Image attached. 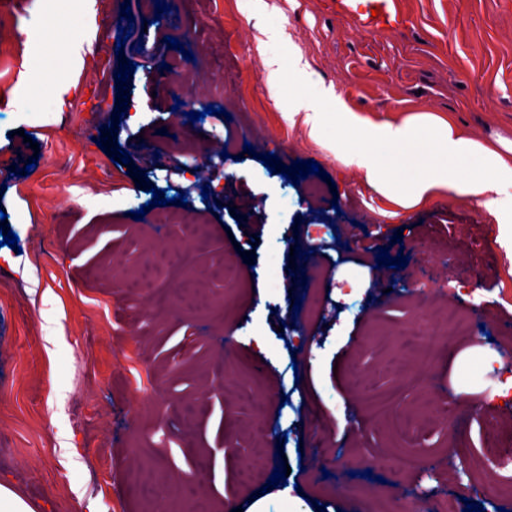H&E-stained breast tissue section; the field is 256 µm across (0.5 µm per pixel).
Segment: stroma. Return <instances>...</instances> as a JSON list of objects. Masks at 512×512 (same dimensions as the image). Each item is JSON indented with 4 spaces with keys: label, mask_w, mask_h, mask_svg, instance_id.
<instances>
[{
    "label": "stroma",
    "mask_w": 512,
    "mask_h": 512,
    "mask_svg": "<svg viewBox=\"0 0 512 512\" xmlns=\"http://www.w3.org/2000/svg\"><path fill=\"white\" fill-rule=\"evenodd\" d=\"M116 2L97 0L95 56L77 44L70 0H0V209L20 244L0 247V485L33 512H244L260 496L267 512H288L269 483L279 453L299 512H401L414 490L463 512L461 478L495 486L504 475L489 425L512 444V399L491 395L512 332V255L494 246L496 228L471 200L391 204L340 160L333 138L310 137L308 117L324 111L330 88L374 120L433 112L473 138L512 140V0H397L406 22L383 31L336 0H264L260 23L247 0H175L190 45L210 51L195 97L245 103L194 123L160 82L185 58L140 7L132 29L143 47L119 45L106 20ZM28 67L31 82L21 78ZM64 76L77 85L64 107L39 99V86ZM176 122L180 145L168 139ZM311 159L319 174L299 179ZM188 183L206 234L196 255L203 293L230 305L218 329L175 306L173 264L157 266L154 287L122 282L129 264L184 244L183 225L147 231L152 189ZM334 215L323 235L353 259L311 261L315 287L291 316L290 250L310 249L308 225ZM381 247L409 259L390 270L387 293L374 292L370 269ZM219 255L243 293L215 272ZM474 269L491 289L480 297L486 326L472 335L400 302L405 280L421 278L429 297ZM383 345L404 358L435 354L434 389L399 400L427 416L406 449L386 426H369L357 386L362 377L376 393L403 387L382 367ZM259 360L267 373L245 378ZM449 396L472 447L462 460L446 449L439 408ZM408 453L417 466L406 471ZM258 456L263 468L243 481Z\"/></svg>",
    "instance_id": "1"
}]
</instances>
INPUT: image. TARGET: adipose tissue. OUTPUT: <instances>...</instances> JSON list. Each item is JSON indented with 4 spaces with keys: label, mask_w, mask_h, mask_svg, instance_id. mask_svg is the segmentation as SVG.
Masks as SVG:
<instances>
[{
    "label": "adipose tissue",
    "mask_w": 512,
    "mask_h": 512,
    "mask_svg": "<svg viewBox=\"0 0 512 512\" xmlns=\"http://www.w3.org/2000/svg\"><path fill=\"white\" fill-rule=\"evenodd\" d=\"M328 104L329 111L313 113L311 136L325 137L332 128L356 133L364 148L343 150L342 156L380 195L406 210L445 192L475 199L496 224L499 242L512 243V208L501 200L503 189L512 185V141L474 139L452 121L428 112L410 114L394 124L364 117L338 95L329 96ZM421 141L431 152L424 173L395 177L398 158L414 156Z\"/></svg>",
    "instance_id": "adipose-tissue-1"
}]
</instances>
